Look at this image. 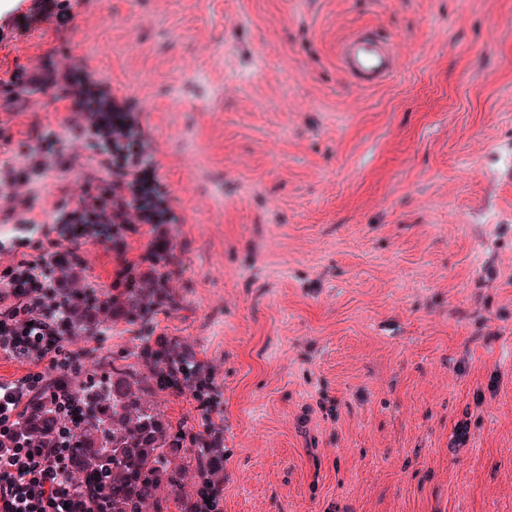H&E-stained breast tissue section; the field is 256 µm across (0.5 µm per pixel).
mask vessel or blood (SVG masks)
Listing matches in <instances>:
<instances>
[{
	"label": "vessel or blood",
	"mask_w": 512,
	"mask_h": 512,
	"mask_svg": "<svg viewBox=\"0 0 512 512\" xmlns=\"http://www.w3.org/2000/svg\"><path fill=\"white\" fill-rule=\"evenodd\" d=\"M339 63L356 85L372 87L389 78L396 67L397 56L389 39L358 32L342 41Z\"/></svg>",
	"instance_id": "1"
}]
</instances>
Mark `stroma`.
<instances>
[{"instance_id":"stroma-1","label":"stroma","mask_w":512,"mask_h":512,"mask_svg":"<svg viewBox=\"0 0 512 512\" xmlns=\"http://www.w3.org/2000/svg\"><path fill=\"white\" fill-rule=\"evenodd\" d=\"M72 13L0 40V78L63 53L140 107L179 218L153 326L215 372L224 512H512V0ZM367 28L398 64L361 88L338 48ZM40 102L0 111V157L66 119ZM108 325L69 341L81 379L144 372ZM145 400L201 422L191 392Z\"/></svg>"}]
</instances>
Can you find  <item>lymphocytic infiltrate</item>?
Wrapping results in <instances>:
<instances>
[{
  "label": "lymphocytic infiltrate",
  "mask_w": 512,
  "mask_h": 512,
  "mask_svg": "<svg viewBox=\"0 0 512 512\" xmlns=\"http://www.w3.org/2000/svg\"><path fill=\"white\" fill-rule=\"evenodd\" d=\"M72 18L70 0H33L29 8L8 14L5 25L51 22L62 28ZM48 90L67 104L64 134L48 132L28 153L25 167H0V223L10 225L9 238L21 251L20 257L0 263V354L34 365L19 380L0 381V442L11 443L9 452L0 451V512H108L105 493L81 491L69 472L67 433L80 418L74 399L63 403L67 430L56 445L17 440L15 427L27 402L50 391L51 371L82 369L83 352L67 347L77 329L62 318V310L78 297L86 309L101 314L112 299L123 296L122 284L131 271L145 277L152 273L154 254L148 251L138 262L121 260L107 286L77 288L86 269L83 247H112L144 225L154 239L165 240L178 218L145 146L134 104L113 96L69 56L48 54L37 66L0 78V109L20 114ZM69 135L84 140L90 151L80 165L84 184L79 195L62 198L51 223H37L35 186L54 172L71 169L64 159Z\"/></svg>",
  "instance_id": "1"
}]
</instances>
